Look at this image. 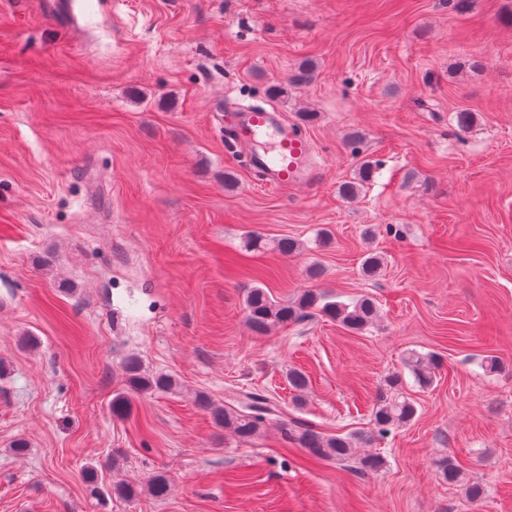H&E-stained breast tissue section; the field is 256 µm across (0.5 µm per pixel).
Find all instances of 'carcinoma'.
<instances>
[{"instance_id": "1", "label": "carcinoma", "mask_w": 512, "mask_h": 512, "mask_svg": "<svg viewBox=\"0 0 512 512\" xmlns=\"http://www.w3.org/2000/svg\"><path fill=\"white\" fill-rule=\"evenodd\" d=\"M375 168L369 161L361 164L359 181L345 183L341 186L342 194L347 198L357 196L363 183L373 177ZM247 319L250 327L259 333L278 325L296 322L308 316L310 311L318 310L345 327L360 331L368 328L378 317L376 303L369 297H362L350 303L338 301L334 296L308 290L294 301L278 302L266 289L254 287L246 297ZM407 368L413 374L417 384L429 387L435 378L438 364L432 356L412 353L406 361ZM125 387L127 393L112 400V415L125 417L130 410V396L142 393H165L175 387V381L163 374L146 372L139 361L130 359L125 364ZM200 404L206 409L215 423L229 428L240 439L255 437L267 419L278 408L270 398L256 391H247L241 397L220 406L208 398L200 397ZM417 413L413 400L402 395L382 398L373 407L374 433L384 438L394 426L410 422ZM289 431L287 437L306 449L309 456L318 460L347 461L353 458L358 439L351 436L327 435L314 427L296 424L294 428L283 425ZM437 468L442 479L452 486L463 487L465 501L477 503L485 498L483 484L478 481H464L463 473L456 461L450 457L441 459ZM148 490L155 498L168 495L170 484L166 476L158 474L148 483Z\"/></svg>"}]
</instances>
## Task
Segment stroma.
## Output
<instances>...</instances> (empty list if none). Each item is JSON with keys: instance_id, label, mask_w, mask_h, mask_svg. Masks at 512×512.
I'll use <instances>...</instances> for the list:
<instances>
[{"instance_id": "obj_1", "label": "stroma", "mask_w": 512, "mask_h": 512, "mask_svg": "<svg viewBox=\"0 0 512 512\" xmlns=\"http://www.w3.org/2000/svg\"><path fill=\"white\" fill-rule=\"evenodd\" d=\"M252 104L312 141L315 179L242 165L224 112ZM256 285L379 316L259 335ZM413 351L440 359L430 389ZM131 358L177 387L118 419ZM394 374L417 415L378 440ZM245 390L281 409L249 441L198 404ZM285 420L384 465L312 459ZM444 456L481 503L437 476ZM0 512H512V0H0Z\"/></svg>"}]
</instances>
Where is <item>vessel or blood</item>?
<instances>
[{"instance_id":"obj_1","label":"vessel or blood","mask_w":512,"mask_h":512,"mask_svg":"<svg viewBox=\"0 0 512 512\" xmlns=\"http://www.w3.org/2000/svg\"><path fill=\"white\" fill-rule=\"evenodd\" d=\"M231 140L248 144L269 139L263 151L249 152L246 161L264 181L276 189H288L313 173L312 142L278 124L273 112L263 108H240L228 122Z\"/></svg>"}]
</instances>
